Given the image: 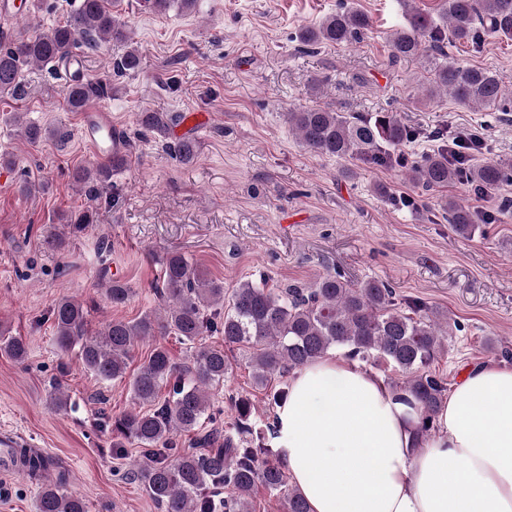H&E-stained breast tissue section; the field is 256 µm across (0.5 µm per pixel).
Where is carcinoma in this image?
I'll return each mask as SVG.
<instances>
[{"mask_svg":"<svg viewBox=\"0 0 512 512\" xmlns=\"http://www.w3.org/2000/svg\"><path fill=\"white\" fill-rule=\"evenodd\" d=\"M437 25L427 11L407 3V24L391 34L393 60L424 56L430 62L426 97L446 94L470 108L501 112L504 91L497 74L487 68L464 67L431 56L430 51L448 41L475 43L484 32L512 38V0H441ZM370 27L367 14L350 5L340 7L316 27L299 34L306 46L321 43L351 44L363 39ZM129 33L113 15L109 0H80L65 23L18 41L0 40V94L19 97L22 77L33 64H60L79 44L97 47L101 40L126 41ZM140 57L132 49L113 63L118 75L138 69ZM112 94V82H82L64 88L70 111L81 112L93 99ZM183 120L180 112L139 113V126L164 139ZM289 128L306 149L328 156H353L380 166L401 161L386 152L420 137L422 131L404 124L394 112L368 118L313 107L286 113ZM24 138L36 143L50 136L62 137L35 124L23 128ZM440 148L409 168L410 177L424 190L448 187L454 182L492 193L512 183V164L491 162L472 165L463 155L448 157V137L433 134ZM182 164L194 162V140L183 136L170 146ZM128 155L116 151L93 167H78L72 178L93 198L112 172L127 164ZM448 223L461 235L475 230L470 206L453 198L441 200ZM94 221L86 208L68 218L70 234L78 236ZM132 293L120 280H109L108 301L124 305ZM159 310L135 320L113 319L91 334L92 299L64 297L53 308L56 344L63 351L78 349L84 368L101 382L125 377L137 342L151 336L174 335L190 346L189 364L178 365L164 346H156L130 381L134 407L111 424L112 447L134 444L147 449L148 457L133 464L130 475L140 481L163 512H250L255 488L263 487L281 501L285 512H308L306 501L288 483V467L266 441L251 399H232L235 425L225 430L209 419L211 390L224 384L231 370L228 353L250 352L249 366L256 388L267 392L272 407L288 398V387L270 388L277 375L299 369L331 350H342L350 359L373 366L391 367L398 378L390 386L404 391L420 405V432L427 436L434 418L448 397V380L432 371L444 352L449 331L458 323L417 299L397 301L388 285L374 280L352 284L338 274H326L308 288L274 290L267 284L242 281L229 299L217 282L183 253L169 250L162 257V283L155 288ZM207 333L224 337L222 345L202 342ZM0 350L22 363L28 345L20 336H0ZM167 396H161L163 388ZM194 434L193 447H178L176 434ZM28 475L39 476L47 466L38 455L20 450ZM227 496H219V491ZM35 512H88L85 501L57 479L40 483Z\"/></svg>","mask_w":512,"mask_h":512,"instance_id":"1","label":"carcinoma"}]
</instances>
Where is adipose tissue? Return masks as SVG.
<instances>
[{
  "mask_svg": "<svg viewBox=\"0 0 512 512\" xmlns=\"http://www.w3.org/2000/svg\"><path fill=\"white\" fill-rule=\"evenodd\" d=\"M289 388L273 445L309 512H512V367L468 366L427 438L411 395L340 353Z\"/></svg>",
  "mask_w": 512,
  "mask_h": 512,
  "instance_id": "1",
  "label": "adipose tissue"
}]
</instances>
